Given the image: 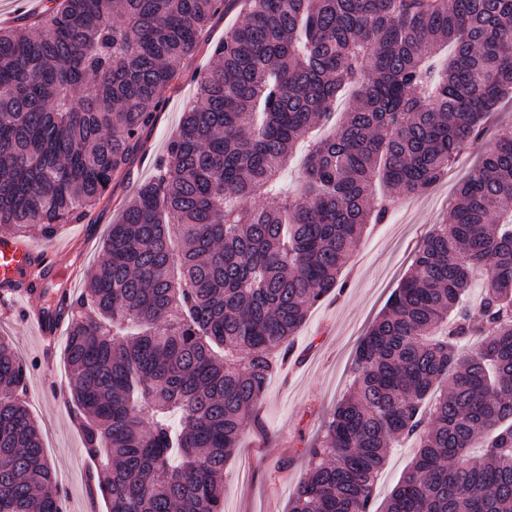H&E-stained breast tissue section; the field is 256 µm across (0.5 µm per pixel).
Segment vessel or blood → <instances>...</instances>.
I'll return each instance as SVG.
<instances>
[{
  "instance_id": "obj_1",
  "label": "vessel or blood",
  "mask_w": 512,
  "mask_h": 512,
  "mask_svg": "<svg viewBox=\"0 0 512 512\" xmlns=\"http://www.w3.org/2000/svg\"><path fill=\"white\" fill-rule=\"evenodd\" d=\"M58 254V249L51 246L37 249L12 236L0 235V296L22 301L23 320L47 345L54 344L62 323L49 320L30 300L55 280Z\"/></svg>"
}]
</instances>
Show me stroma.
<instances>
[{
    "label": "stroma",
    "instance_id": "1",
    "mask_svg": "<svg viewBox=\"0 0 512 512\" xmlns=\"http://www.w3.org/2000/svg\"><path fill=\"white\" fill-rule=\"evenodd\" d=\"M241 20L238 0H226L168 92L157 121L146 131L145 152L130 164L127 177L111 184L91 219L58 227L55 239L60 243L87 235L94 239L87 252L63 257V265H78L85 274L99 261L109 224L117 221L139 186L153 179L156 160L165 154L184 112L193 104L198 82L213 63V44ZM476 160V153L463 155L428 194L400 199L385 223L369 226L343 272L345 290L310 309L294 340L300 361L273 375L258 416L247 420L240 444L224 467V512H288L289 498L307 469L302 451L316 436L323 416L345 394L359 341L382 314L408 272L417 246L438 223L454 199L457 183ZM0 335L10 337L26 362L39 364L29 377L27 401L57 472L55 492L62 497L63 512H86L90 488L83 471L92 462L68 407L54 393L68 382L64 354L55 352L52 365L44 366L38 335L1 309Z\"/></svg>",
    "mask_w": 512,
    "mask_h": 512
}]
</instances>
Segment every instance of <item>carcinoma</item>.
Segmentation results:
<instances>
[{
	"mask_svg": "<svg viewBox=\"0 0 512 512\" xmlns=\"http://www.w3.org/2000/svg\"><path fill=\"white\" fill-rule=\"evenodd\" d=\"M51 2L0 29V227L23 240L82 222L126 174L224 8ZM244 11L67 307L70 413L105 471L106 512H224V466L309 308L344 290L367 225L440 183L512 94V0ZM332 120L309 145L302 194H282L297 146ZM29 374L0 337V512H62ZM406 439L413 460L378 504ZM303 453L289 512H512L511 126L423 240ZM415 446L413 440H404L402 447L392 450L388 457L387 465L378 481L376 490L379 501L383 500L384 496L389 493L391 488L400 479L405 466L413 456Z\"/></svg>",
	"mask_w": 512,
	"mask_h": 512,
	"instance_id": "1",
	"label": "carcinoma"
}]
</instances>
